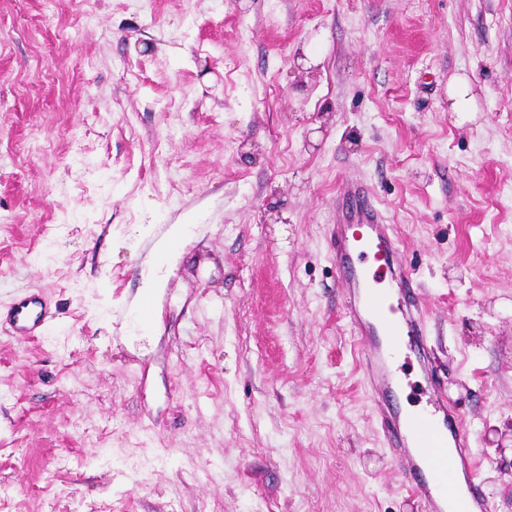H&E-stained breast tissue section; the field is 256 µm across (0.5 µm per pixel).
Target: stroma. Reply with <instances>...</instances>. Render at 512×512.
I'll list each match as a JSON object with an SVG mask.
<instances>
[{
  "instance_id": "obj_1",
  "label": "stroma",
  "mask_w": 512,
  "mask_h": 512,
  "mask_svg": "<svg viewBox=\"0 0 512 512\" xmlns=\"http://www.w3.org/2000/svg\"><path fill=\"white\" fill-rule=\"evenodd\" d=\"M474 77L458 124L448 82ZM364 184L436 388L512 512V0H0L7 512H421L383 445L329 228ZM150 331L115 326L171 225ZM425 404L418 352L398 367ZM54 320L50 300L38 291L28 290L15 294L7 306L0 328L19 342L43 336Z\"/></svg>"
}]
</instances>
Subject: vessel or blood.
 I'll list each match as a JSON object with an SVG mask.
<instances>
[{
	"mask_svg": "<svg viewBox=\"0 0 512 512\" xmlns=\"http://www.w3.org/2000/svg\"><path fill=\"white\" fill-rule=\"evenodd\" d=\"M336 273L346 288L345 317L366 348V378L393 462L419 498L422 512H492L471 476L470 445L447 400L432 397L421 412L404 418L386 398L397 384L396 356L404 345L424 349V320L411 270L394 258L400 243L364 188L348 189L330 229ZM54 320L50 300L34 290L15 294L0 328L17 341L44 335Z\"/></svg>",
	"mask_w": 512,
	"mask_h": 512,
	"instance_id": "1",
	"label": "vessel or blood"
}]
</instances>
